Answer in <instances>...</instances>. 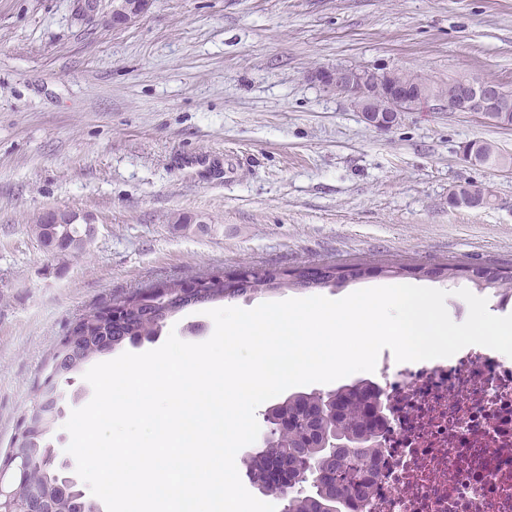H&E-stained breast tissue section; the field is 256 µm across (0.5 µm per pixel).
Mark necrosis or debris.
Listing matches in <instances>:
<instances>
[{"mask_svg": "<svg viewBox=\"0 0 512 512\" xmlns=\"http://www.w3.org/2000/svg\"><path fill=\"white\" fill-rule=\"evenodd\" d=\"M375 373L387 393L366 512H512V361L485 346Z\"/></svg>", "mask_w": 512, "mask_h": 512, "instance_id": "obj_1", "label": "necrosis or debris"}]
</instances>
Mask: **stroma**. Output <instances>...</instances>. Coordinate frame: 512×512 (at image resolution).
<instances>
[{"instance_id": "35a3bbf8", "label": "stroma", "mask_w": 512, "mask_h": 512, "mask_svg": "<svg viewBox=\"0 0 512 512\" xmlns=\"http://www.w3.org/2000/svg\"><path fill=\"white\" fill-rule=\"evenodd\" d=\"M337 66L512 88V0H152L116 27L0 0V448L113 294L244 263L512 261V170L460 156H512V128L431 104L377 130L307 78ZM467 183L487 205L449 204ZM50 210L93 218L78 256L42 247ZM213 332L192 306L138 350Z\"/></svg>"}]
</instances>
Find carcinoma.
Wrapping results in <instances>:
<instances>
[{"label": "carcinoma", "mask_w": 512, "mask_h": 512, "mask_svg": "<svg viewBox=\"0 0 512 512\" xmlns=\"http://www.w3.org/2000/svg\"><path fill=\"white\" fill-rule=\"evenodd\" d=\"M75 225H35V233L42 246L54 255L81 253L69 247L68 241L77 234ZM435 278H465L481 290L490 289L500 297L512 298V263H489L474 275L456 263L438 266ZM204 282L205 289L184 288L181 283ZM165 290L173 295L168 302L142 293L150 286L122 292L109 300L85 310L72 325L70 335L78 337L76 353L62 356L64 341H59L46 364L54 383H69L90 361L102 354L101 344L112 338L116 349L138 336H156L166 321L193 302L212 303L265 291L253 282L237 288L225 283L222 271H203L187 281L171 279L163 282ZM376 385L358 380L334 390L297 392L288 395V403L277 412L279 432L276 443L269 448L266 461L290 471L307 474L315 469L328 475L320 491L311 496L296 490H284L271 484L269 478L258 483L272 495L284 501V512H361L360 507L369 498L373 479L377 477L375 462L378 445L361 447H324L326 438L375 437L382 427L377 413ZM55 401L44 403V397H35L27 413H41L39 426L30 430L23 463V477L19 491L23 495H44L57 484L59 474L43 464L47 453V435L57 422L53 412ZM82 502L80 489L71 484L66 496L56 501L58 512H79Z\"/></svg>", "instance_id": "1"}]
</instances>
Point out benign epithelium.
<instances>
[{
    "mask_svg": "<svg viewBox=\"0 0 512 512\" xmlns=\"http://www.w3.org/2000/svg\"><path fill=\"white\" fill-rule=\"evenodd\" d=\"M74 16L89 23L108 18L114 25L128 24L145 13L151 0H115L108 13L103 12L102 0H72ZM309 80L327 90L346 97L360 112L364 122L378 130H387L399 123L406 112H414L430 101L437 102L452 112H472L485 121L500 127L512 126V107L504 103L500 90L479 80L463 83L448 96L443 90L425 93L421 87L407 81L394 69L376 67L319 68L308 74ZM449 204L468 208H481L486 203V192L462 193L451 190ZM80 215L65 210H50L44 214L45 224H74ZM288 275L276 269L239 268L233 277L246 281L262 277L266 287L275 288ZM18 473L7 466L0 467V512H54L55 502L46 496H34L17 504Z\"/></svg>",
    "mask_w": 512,
    "mask_h": 512,
    "instance_id": "benign-epithelium-1",
    "label": "benign epithelium"
}]
</instances>
